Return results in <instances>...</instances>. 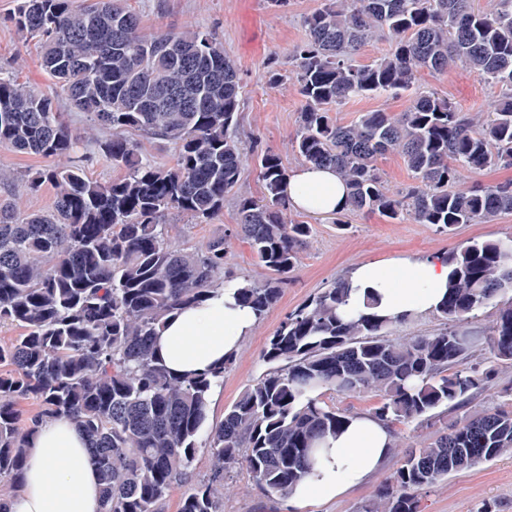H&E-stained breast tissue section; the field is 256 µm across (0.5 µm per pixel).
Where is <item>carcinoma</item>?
<instances>
[{
  "mask_svg": "<svg viewBox=\"0 0 512 512\" xmlns=\"http://www.w3.org/2000/svg\"><path fill=\"white\" fill-rule=\"evenodd\" d=\"M127 0H19L10 18L36 40L40 66L61 83L91 129L109 137L102 155L119 174L88 178L78 165L48 167L18 183L54 190L48 212L21 214L0 202V327L22 333L0 344V512L23 485L30 439L44 423L73 419L102 480L101 512H164L182 487L177 512H224V479L242 467L267 497L285 500L306 475L320 441L346 415L322 393L380 392L371 415L392 427L433 422L463 408L496 379L467 366L478 337L465 324L490 305L498 317L485 336L490 354L512 362V238L472 240L449 252L448 293L437 310L448 328L391 335L375 313L348 316L343 281L320 289L281 321L263 350L267 370L247 385L199 441L222 364L177 377L153 338L175 310L207 301L224 278L225 241L204 252L169 244L174 211L205 223L237 186L244 152L234 135L242 86L234 61L212 32L142 31ZM294 74L304 107L292 141L305 165L332 167L348 189L349 213L406 217L450 232L512 213V181L460 186L464 173L512 167V0H323L304 17ZM390 52L366 65L354 55L375 37ZM455 67L499 89L477 118L435 91L404 112H364L349 124L332 107L361 95L406 92L421 71ZM135 133L171 141L172 165L143 159ZM0 146L58 158L76 137L54 97L14 75L0 77ZM400 155L414 183L394 194L379 157ZM260 198L241 197L231 234L247 242L270 276L244 279L241 302L257 317L280 298L311 225L286 219L288 170L270 150H253ZM40 409L23 420L20 399ZM207 477L191 480L200 451ZM512 451V403L455 418L421 448L400 451L399 467L365 512H420V491L448 475Z\"/></svg>",
  "mask_w": 512,
  "mask_h": 512,
  "instance_id": "1",
  "label": "carcinoma"
}]
</instances>
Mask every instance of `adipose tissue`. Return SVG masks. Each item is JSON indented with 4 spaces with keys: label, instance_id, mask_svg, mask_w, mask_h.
<instances>
[{
    "label": "adipose tissue",
    "instance_id": "adipose-tissue-1",
    "mask_svg": "<svg viewBox=\"0 0 512 512\" xmlns=\"http://www.w3.org/2000/svg\"><path fill=\"white\" fill-rule=\"evenodd\" d=\"M284 193L293 208L315 214L341 211L347 196L332 169L312 166L290 173ZM392 264L391 274L377 262L360 263L346 272L348 312L369 307L394 320L432 313L446 292L447 264L412 255L395 258ZM237 288L234 280L222 284L217 298L177 310L168 319L157 350L171 372H203L237 354L257 321L239 302ZM392 443L393 434L383 422L367 414L349 415L346 425L324 440L312 470L290 497L291 506L328 503L365 484L384 467ZM100 486L78 426L60 418L39 428L28 452L25 483L6 510L100 512Z\"/></svg>",
    "mask_w": 512,
    "mask_h": 512
}]
</instances>
